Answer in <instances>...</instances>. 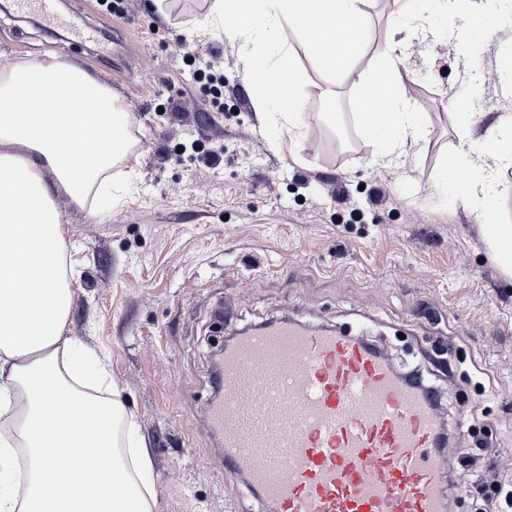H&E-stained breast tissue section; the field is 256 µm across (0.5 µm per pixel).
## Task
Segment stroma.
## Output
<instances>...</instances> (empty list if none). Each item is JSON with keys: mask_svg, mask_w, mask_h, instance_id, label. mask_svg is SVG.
<instances>
[{"mask_svg": "<svg viewBox=\"0 0 512 512\" xmlns=\"http://www.w3.org/2000/svg\"><path fill=\"white\" fill-rule=\"evenodd\" d=\"M211 0H132L125 18L95 0H59L63 16L99 31L62 37L0 0V57L22 63L59 53L111 87L138 135L127 165L136 176L115 205L75 202L57 190L66 259L74 271L66 326L105 353L157 491L155 512H273L244 479L230 477L209 435L217 396L216 337L279 319L362 333L395 365L438 391L452 448L471 445L478 386L494 385L481 422L487 449L455 484V512H492L472 481L512 460V279L490 254L478 214L465 207L446 166L481 151L512 122V0H366V52L411 50L399 67L423 123L399 157L360 121L356 62L327 81L296 35L288 41L306 76L301 154L271 143L246 77L243 37L208 28ZM478 21L493 36L462 45L449 20ZM194 44L182 57L178 41ZM224 51V110L214 112L201 75ZM469 101L476 117L453 114ZM224 163L200 166L213 135ZM340 186L344 201L330 197Z\"/></svg>", "mask_w": 512, "mask_h": 512, "instance_id": "stroma-1", "label": "stroma"}]
</instances>
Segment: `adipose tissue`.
<instances>
[{
  "label": "adipose tissue",
  "mask_w": 512,
  "mask_h": 512,
  "mask_svg": "<svg viewBox=\"0 0 512 512\" xmlns=\"http://www.w3.org/2000/svg\"><path fill=\"white\" fill-rule=\"evenodd\" d=\"M400 59L391 46L369 59L359 90L378 99L387 122L384 158H393L413 114L399 83L384 79ZM23 96L38 107L14 111ZM131 118L111 88L60 57L0 71V411L15 441L0 442V512H153L149 457L120 390L103 362L65 333L72 298L66 240L53 192L85 201L127 149L118 130ZM95 134L92 157L77 144ZM512 125L489 134L482 153L466 155L464 206L485 208L500 168L512 167ZM23 153H13V146ZM53 182H46L45 173ZM67 462L58 471V462ZM23 484H16V476Z\"/></svg>",
  "instance_id": "obj_1"
}]
</instances>
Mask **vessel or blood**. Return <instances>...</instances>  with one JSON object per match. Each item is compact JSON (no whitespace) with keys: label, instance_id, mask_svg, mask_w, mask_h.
Returning <instances> with one entry per match:
<instances>
[{"label":"vessel or blood","instance_id":"1","mask_svg":"<svg viewBox=\"0 0 512 512\" xmlns=\"http://www.w3.org/2000/svg\"><path fill=\"white\" fill-rule=\"evenodd\" d=\"M59 21L57 0H16ZM209 430L273 512H446L436 407L361 336L295 320L224 353Z\"/></svg>","mask_w":512,"mask_h":512}]
</instances>
